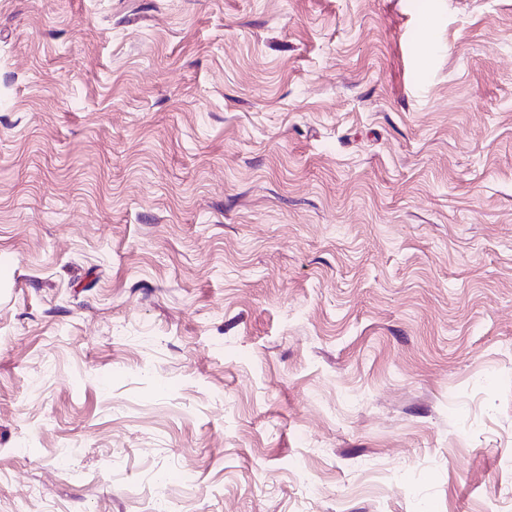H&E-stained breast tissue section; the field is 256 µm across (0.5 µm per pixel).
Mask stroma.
Instances as JSON below:
<instances>
[{
	"mask_svg": "<svg viewBox=\"0 0 512 512\" xmlns=\"http://www.w3.org/2000/svg\"><path fill=\"white\" fill-rule=\"evenodd\" d=\"M512 512V0H0V512Z\"/></svg>",
	"mask_w": 512,
	"mask_h": 512,
	"instance_id": "obj_1",
	"label": "stroma"
}]
</instances>
